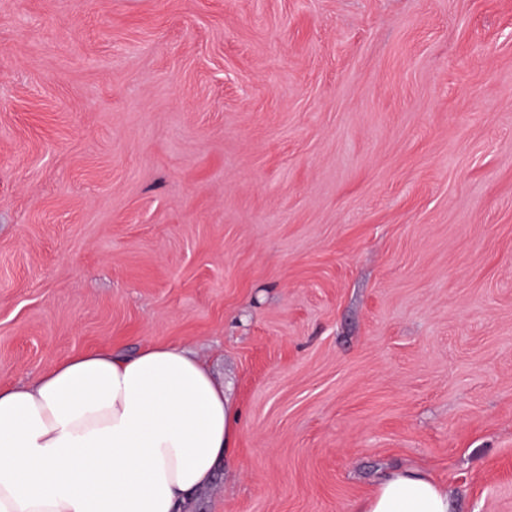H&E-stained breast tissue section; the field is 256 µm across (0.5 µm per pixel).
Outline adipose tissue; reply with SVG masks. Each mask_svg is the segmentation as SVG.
Segmentation results:
<instances>
[{
    "label": "adipose tissue",
    "mask_w": 512,
    "mask_h": 512,
    "mask_svg": "<svg viewBox=\"0 0 512 512\" xmlns=\"http://www.w3.org/2000/svg\"><path fill=\"white\" fill-rule=\"evenodd\" d=\"M240 412L190 351L149 343L56 360L0 386V512H184L231 452ZM362 512H450L430 478L385 477Z\"/></svg>",
    "instance_id": "obj_1"
}]
</instances>
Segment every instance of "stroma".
I'll return each instance as SVG.
<instances>
[{
	"label": "stroma",
	"mask_w": 512,
	"mask_h": 512,
	"mask_svg": "<svg viewBox=\"0 0 512 512\" xmlns=\"http://www.w3.org/2000/svg\"><path fill=\"white\" fill-rule=\"evenodd\" d=\"M149 342L242 411L187 512H512V0H0V385ZM360 512H451L446 492L430 478L413 471L385 477Z\"/></svg>",
	"instance_id": "35a3bbf8"
}]
</instances>
